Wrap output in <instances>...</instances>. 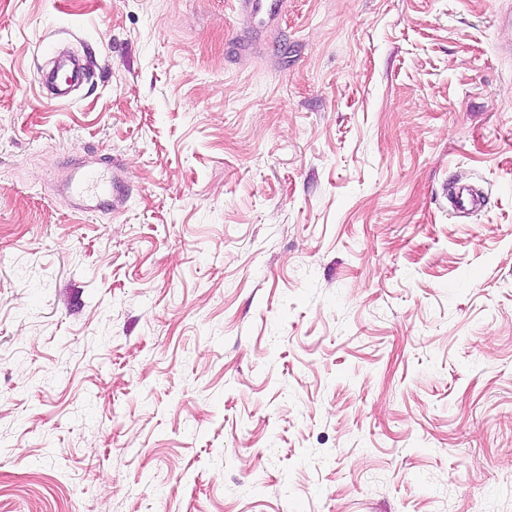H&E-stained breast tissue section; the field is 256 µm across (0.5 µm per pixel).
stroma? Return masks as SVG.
Wrapping results in <instances>:
<instances>
[{
	"instance_id": "stroma-1",
	"label": "stroma",
	"mask_w": 512,
	"mask_h": 512,
	"mask_svg": "<svg viewBox=\"0 0 512 512\" xmlns=\"http://www.w3.org/2000/svg\"><path fill=\"white\" fill-rule=\"evenodd\" d=\"M0 512H512V0H0ZM117 166L112 164V176L108 169H97L80 174L73 182L72 197L74 205L78 209H86L87 202L98 196H114L117 178L115 170Z\"/></svg>"
}]
</instances>
